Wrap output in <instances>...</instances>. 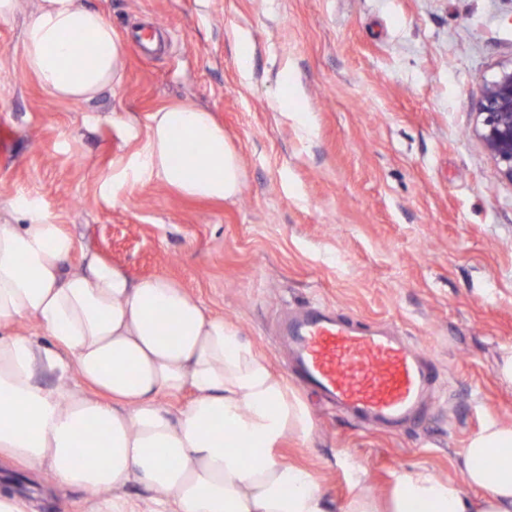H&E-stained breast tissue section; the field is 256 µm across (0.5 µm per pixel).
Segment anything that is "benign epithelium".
Instances as JSON below:
<instances>
[{
  "label": "benign epithelium",
  "instance_id": "7a95c632",
  "mask_svg": "<svg viewBox=\"0 0 512 512\" xmlns=\"http://www.w3.org/2000/svg\"><path fill=\"white\" fill-rule=\"evenodd\" d=\"M475 112L476 138L501 177L512 184V64L483 80Z\"/></svg>",
  "mask_w": 512,
  "mask_h": 512
}]
</instances>
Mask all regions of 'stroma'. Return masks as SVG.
<instances>
[{"instance_id": "stroma-1", "label": "stroma", "mask_w": 512, "mask_h": 512, "mask_svg": "<svg viewBox=\"0 0 512 512\" xmlns=\"http://www.w3.org/2000/svg\"><path fill=\"white\" fill-rule=\"evenodd\" d=\"M120 36L121 80L88 101L23 70L38 0L0 18V200L35 195L84 252L131 278L163 275L235 325L278 374L277 319L322 304L381 323L431 355L428 416L361 427L306 390L309 439L275 453L313 472L331 508L364 483L385 498L425 469L459 478L471 433L512 424V183L473 135L481 81L512 63V0H85ZM149 30L155 49L133 47ZM175 103L212 112L241 160L235 198L97 187ZM37 512H87L84 494L0 468Z\"/></svg>"}]
</instances>
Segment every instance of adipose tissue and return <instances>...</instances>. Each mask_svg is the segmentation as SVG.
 Returning <instances> with one entry per match:
<instances>
[{"instance_id": "ef3b65f1", "label": "adipose tissue", "mask_w": 512, "mask_h": 512, "mask_svg": "<svg viewBox=\"0 0 512 512\" xmlns=\"http://www.w3.org/2000/svg\"><path fill=\"white\" fill-rule=\"evenodd\" d=\"M76 36L89 57H76ZM22 45L26 69L58 99L120 82L119 39L83 0H39ZM190 142L201 150L189 163ZM153 181L193 199L243 189L223 126L186 103L152 114L101 190L115 198ZM14 206L25 223L0 224V465L52 474L91 512H132V487L147 492L148 512H331L312 473L274 453L287 433L310 436L306 406L238 329L165 277L134 280L94 254L68 269L74 236L38 201ZM184 394L179 408L163 403ZM460 472H405L383 501L358 486L341 512H512V425L472 434Z\"/></svg>"}]
</instances>
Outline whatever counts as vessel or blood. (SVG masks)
Returning a JSON list of instances; mask_svg holds the SVG:
<instances>
[{
    "label": "vessel or blood",
    "mask_w": 512,
    "mask_h": 512,
    "mask_svg": "<svg viewBox=\"0 0 512 512\" xmlns=\"http://www.w3.org/2000/svg\"><path fill=\"white\" fill-rule=\"evenodd\" d=\"M282 335L293 375L337 411L381 430L423 416L437 377L406 338L323 305L289 318Z\"/></svg>",
    "instance_id": "vessel-or-blood-1"
}]
</instances>
